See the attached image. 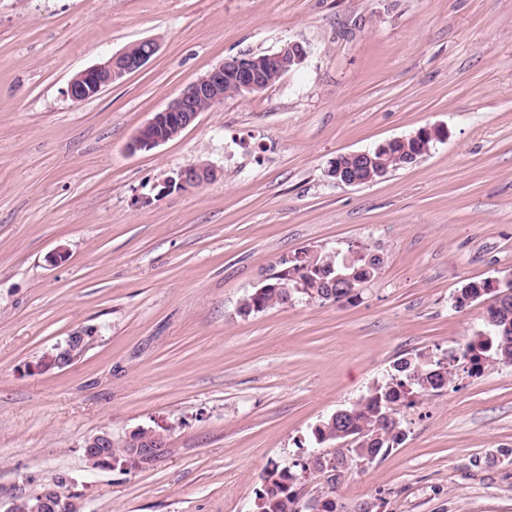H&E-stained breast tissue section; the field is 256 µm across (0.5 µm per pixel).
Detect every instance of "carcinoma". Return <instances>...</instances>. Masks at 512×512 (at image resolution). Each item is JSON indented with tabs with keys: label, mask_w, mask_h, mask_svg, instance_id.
<instances>
[{
	"label": "carcinoma",
	"mask_w": 512,
	"mask_h": 512,
	"mask_svg": "<svg viewBox=\"0 0 512 512\" xmlns=\"http://www.w3.org/2000/svg\"><path fill=\"white\" fill-rule=\"evenodd\" d=\"M263 79L270 86L281 79L280 67L260 54ZM338 163L345 172L364 182L376 177V164L345 156ZM355 251L363 254L351 267H345L348 255L322 249L315 261L308 264L300 260L284 259L280 269L265 279L261 291H253L243 301L241 313L263 312L292 302H349L358 296L359 288L378 276L382 265L367 261L372 250L359 246ZM512 281L503 285L488 278L466 283L455 297V306L461 308L486 295L495 296V303L487 309L484 318L485 340L479 343L480 351L495 363L512 365ZM395 374L390 380L375 384L367 394L354 404L342 409L336 419L326 417L313 431L319 445L336 444L334 451L337 465L315 462L300 463L302 471L318 474L335 493L343 471L353 464L372 462L400 444L405 436L400 418V403L408 396L436 391L447 386L454 376L453 365L430 368L418 362L396 363ZM295 475L289 470L272 472L266 477L267 486L260 496V512H310L306 503L324 501L323 512H336V500L324 493L306 495L295 489Z\"/></svg>",
	"instance_id": "1"
}]
</instances>
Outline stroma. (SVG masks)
<instances>
[{
    "mask_svg": "<svg viewBox=\"0 0 512 512\" xmlns=\"http://www.w3.org/2000/svg\"><path fill=\"white\" fill-rule=\"evenodd\" d=\"M159 50L82 103L68 81L129 44ZM308 49L177 137L138 130L238 55ZM423 127L427 155L366 184L337 156ZM210 164L216 180L165 190ZM384 258L356 300L241 304L303 250ZM62 261H55V253ZM512 280V0H0V492L56 476L84 512H258L263 476L404 358L454 362L400 409L406 437L345 471L344 512H512V365L461 354ZM94 345L61 368L70 333ZM169 436L149 468H91L87 437ZM90 334H92V331L88 329L70 334L53 346L52 351L48 354L49 358L58 367L70 366L78 359V357H75V351L85 344Z\"/></svg>",
    "mask_w": 512,
    "mask_h": 512,
    "instance_id": "stroma-1",
    "label": "stroma"
}]
</instances>
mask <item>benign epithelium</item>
<instances>
[{"instance_id":"benign-epithelium-1","label":"benign epithelium","mask_w":512,"mask_h":512,"mask_svg":"<svg viewBox=\"0 0 512 512\" xmlns=\"http://www.w3.org/2000/svg\"><path fill=\"white\" fill-rule=\"evenodd\" d=\"M140 49L133 55L121 51L113 55L105 64L90 66L72 78L67 86V96L76 103L84 102L96 96L117 79L145 66L158 51V44L152 39L139 41ZM308 55L307 49L301 44H293L287 50L276 54L279 65L288 70L291 66L301 65ZM230 76L237 84L241 94L255 93L266 88L262 79L260 63L251 56L231 57L224 60L204 76L185 89L164 110L157 112L144 124L134 139L129 150L135 152L142 149H153L166 142V138L157 134L161 127L174 125L187 128L197 118L199 111L195 103L207 99L213 104L224 101V77ZM217 169L206 164H191L176 172V176L167 181L166 188L179 189L202 184L215 178ZM92 331L84 329L76 331L64 340L57 342L49 353L51 361L59 367L73 364L77 357L75 351L85 344ZM125 441L133 444L125 459L139 465L150 466L160 459L169 447L168 437L159 432H151V438L140 446L134 439V433H129ZM118 443L109 432L95 434L85 439L83 450L85 457L97 468H108L118 462L112 456L109 448ZM60 499V489L55 484H49L39 494V499L33 507V512H57Z\"/></svg>"}]
</instances>
